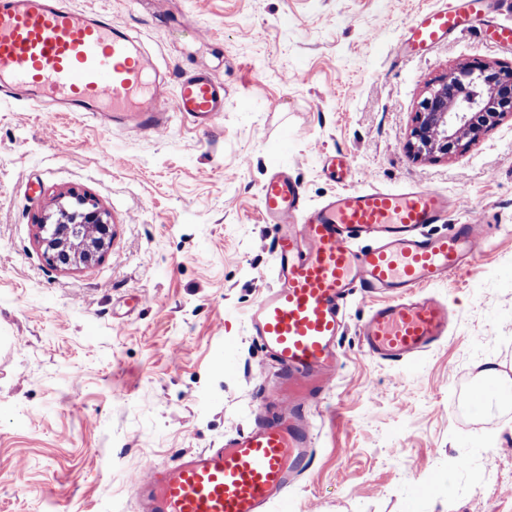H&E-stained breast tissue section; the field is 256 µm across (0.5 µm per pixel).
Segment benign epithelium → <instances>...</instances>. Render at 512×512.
<instances>
[{"label": "benign epithelium", "mask_w": 512, "mask_h": 512, "mask_svg": "<svg viewBox=\"0 0 512 512\" xmlns=\"http://www.w3.org/2000/svg\"><path fill=\"white\" fill-rule=\"evenodd\" d=\"M507 115H512V67L460 64L425 84L407 150L416 160L463 152ZM109 233V214L75 193L59 197L55 210L37 225L47 261L65 270L100 261Z\"/></svg>", "instance_id": "benign-epithelium-1"}]
</instances>
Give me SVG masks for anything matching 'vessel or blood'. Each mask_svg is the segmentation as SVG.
Returning a JSON list of instances; mask_svg holds the SVG:
<instances>
[{"mask_svg": "<svg viewBox=\"0 0 512 512\" xmlns=\"http://www.w3.org/2000/svg\"><path fill=\"white\" fill-rule=\"evenodd\" d=\"M467 0L423 12L408 24L400 56L419 54L473 29ZM152 63L100 12L65 0H0V92H47L73 112L109 107L130 128L164 134L169 113L209 129L224 114V86L205 70L179 79L171 101L151 96ZM340 185L309 203L284 170L260 191L272 241L273 286L246 316L251 336L278 374L262 385L250 426L217 448L145 463L133 481L140 512H290V494L315 459V420L340 369L339 338L359 296L372 301L358 334L365 351L407 361L448 336L453 310L434 287L472 267L486 244L484 213L462 197L410 185L357 187L348 159L329 166ZM463 223L431 234L450 211Z\"/></svg>", "mask_w": 512, "mask_h": 512, "instance_id": "vessel-or-blood-1", "label": "vessel or blood"}]
</instances>
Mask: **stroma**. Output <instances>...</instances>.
<instances>
[{
	"instance_id": "1",
	"label": "stroma",
	"mask_w": 512,
	"mask_h": 512,
	"mask_svg": "<svg viewBox=\"0 0 512 512\" xmlns=\"http://www.w3.org/2000/svg\"><path fill=\"white\" fill-rule=\"evenodd\" d=\"M74 3L136 38L165 97L207 69L224 115L202 132L175 114L156 136L49 95L0 98V512H138L145 462L248 427L255 368L276 371L245 325L272 283L259 189L281 169L322 202L337 189L332 152L355 186L463 195L495 228L477 264L438 287L453 321L416 359L366 354L370 302L351 303L292 512H512V400L468 403L486 363L512 379V116L440 160L406 148L427 81L466 62L512 66V49L456 34L398 57L411 19L444 0ZM72 191L112 216V237L98 263L63 270L37 224Z\"/></svg>"
}]
</instances>
